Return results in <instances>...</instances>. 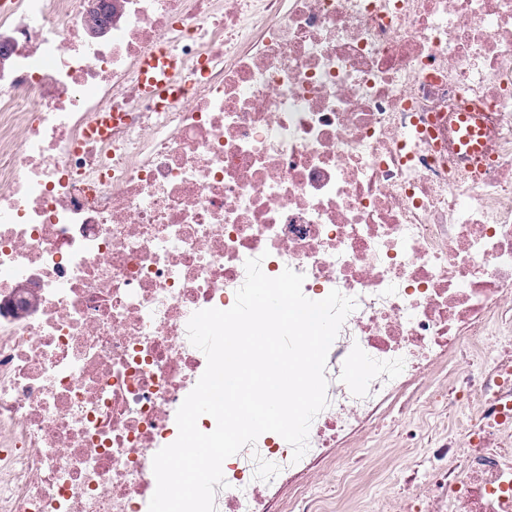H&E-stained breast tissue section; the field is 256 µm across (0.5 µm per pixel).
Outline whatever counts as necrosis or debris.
I'll return each mask as SVG.
<instances>
[{
	"label": "necrosis or debris",
	"mask_w": 512,
	"mask_h": 512,
	"mask_svg": "<svg viewBox=\"0 0 512 512\" xmlns=\"http://www.w3.org/2000/svg\"><path fill=\"white\" fill-rule=\"evenodd\" d=\"M90 2L0 9V512H148L256 257L356 307L304 456L262 434L216 512H512V0ZM175 58L164 46L157 47L141 64L142 88L146 96L165 98L169 93L167 78L175 70Z\"/></svg>",
	"instance_id": "obj_1"
}]
</instances>
